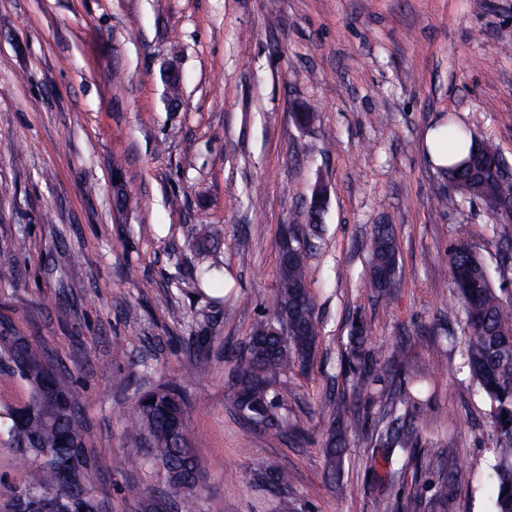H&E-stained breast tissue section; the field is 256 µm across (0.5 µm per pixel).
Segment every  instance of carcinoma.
<instances>
[{
    "label": "carcinoma",
    "instance_id": "1",
    "mask_svg": "<svg viewBox=\"0 0 512 512\" xmlns=\"http://www.w3.org/2000/svg\"><path fill=\"white\" fill-rule=\"evenodd\" d=\"M454 135L470 146L464 157L443 170L448 187L485 203L511 201L512 178L499 173L506 161L493 142L464 129L454 130ZM323 213L307 206L305 223L291 225V241L280 243L282 251L295 249L294 259L279 261L273 313L254 322L244 341L247 350L240 351L226 382V400L243 421L286 436L293 432L282 413L288 403V387L280 377L295 371L308 373L321 339V322L308 288V252L309 237L318 234ZM448 271L466 314L464 366L489 400L496 427L494 512H512V305L497 293L488 267L467 243L459 241L450 248ZM189 280L196 288L210 284L217 280L216 267L195 268ZM400 285L394 230L389 224H377L366 287L388 305ZM0 328V443L13 456L35 462L40 470L39 481L22 492L26 512H95L86 455L88 439L81 420L75 417L60 422L54 405L36 395L41 379L53 371L58 388L78 406L81 395L71 373L55 367L48 349L39 342H30L23 353H17L10 336L18 330L10 318L1 315ZM351 340L343 363L346 372L357 375L351 397L329 395L320 401V413L331 419L326 430L325 468L333 479L341 472L345 446L341 425L352 404L380 402L384 425L371 434L370 444L385 451L389 477L399 480L416 457L418 433L412 426V415L420 401L392 383L372 387L365 376L372 356L365 348L364 325L354 328ZM188 410V402L175 383H160L138 392L127 414L123 437L127 446L144 449L145 462L163 474L168 496L178 512H200L203 485L199 484V474L203 467L195 453ZM455 460V449H440V478L433 500L414 497L392 502L385 497L377 500L375 512L446 509L455 489ZM265 474L283 491L291 484V475L273 464L266 466Z\"/></svg>",
    "mask_w": 512,
    "mask_h": 512
}]
</instances>
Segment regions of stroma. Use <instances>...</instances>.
<instances>
[{
	"mask_svg": "<svg viewBox=\"0 0 512 512\" xmlns=\"http://www.w3.org/2000/svg\"><path fill=\"white\" fill-rule=\"evenodd\" d=\"M171 66L182 76L176 112ZM300 103L318 115L306 130L292 120ZM438 125L491 138L512 163V0H0V313L87 393L79 415L99 512H141L131 481L162 502L165 481L126 447L123 427L135 390L166 380L206 407L188 415L205 468L201 512L427 500L448 447L458 470L448 512H492L496 431L463 365L448 251L466 238L512 303L502 259L512 217L449 190L425 153ZM318 182L328 196L308 265L322 341L313 371L287 378L294 440L228 406L224 351L271 312L282 227L302 223ZM206 224L223 225L218 242L201 244ZM377 224L392 225L400 252L388 307L364 286ZM210 262L223 278L188 284ZM356 317L372 376L419 394L417 480L389 485L371 465L374 405L350 422L340 481L324 470L318 404L351 389L341 359ZM192 336L210 337L208 359L188 349ZM399 346L408 363L396 378ZM268 460L292 472L288 493L264 479ZM37 479L36 465L0 456V512H17L16 485Z\"/></svg>",
	"mask_w": 512,
	"mask_h": 512,
	"instance_id": "stroma-1",
	"label": "stroma"
}]
</instances>
